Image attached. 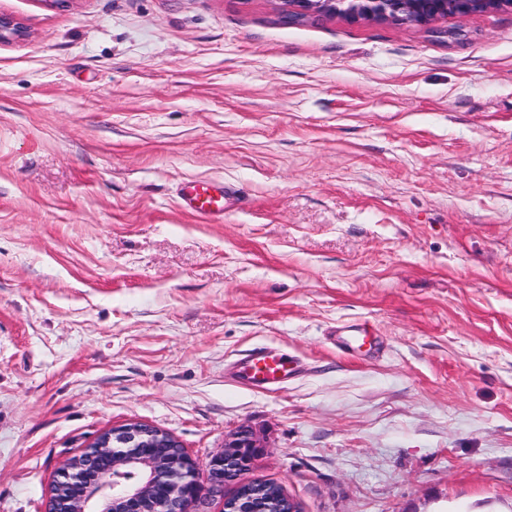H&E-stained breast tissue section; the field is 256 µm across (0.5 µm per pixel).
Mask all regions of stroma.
Returning <instances> with one entry per match:
<instances>
[{
    "label": "stroma",
    "mask_w": 512,
    "mask_h": 512,
    "mask_svg": "<svg viewBox=\"0 0 512 512\" xmlns=\"http://www.w3.org/2000/svg\"><path fill=\"white\" fill-rule=\"evenodd\" d=\"M282 10L0 0V512L127 423L201 467L253 430L298 512H512V8ZM259 344L278 391L234 374ZM234 192L224 185L205 182H188L180 189L179 200L183 209L200 219L224 220V211ZM336 348L349 355H355L360 351L368 342V331L359 325H349L336 331ZM370 347L371 342H368ZM241 381L252 389L272 391L292 375L293 357L268 346H256L238 360Z\"/></svg>",
    "instance_id": "obj_1"
}]
</instances>
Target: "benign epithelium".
Returning <instances> with one entry per match:
<instances>
[{"instance_id": "benign-epithelium-1", "label": "benign epithelium", "mask_w": 512, "mask_h": 512, "mask_svg": "<svg viewBox=\"0 0 512 512\" xmlns=\"http://www.w3.org/2000/svg\"><path fill=\"white\" fill-rule=\"evenodd\" d=\"M288 22L312 15L340 14L353 21L381 19L427 25L448 16L512 7V0H284ZM22 34L12 17L0 14V41ZM265 443L249 429L224 440V450L199 467L171 434L140 423L111 428L59 470L49 501H73L70 512H198L209 498H224V512H265L255 501L275 502L273 512H297L291 499L263 495L246 478ZM235 492L224 497V484Z\"/></svg>"}]
</instances>
